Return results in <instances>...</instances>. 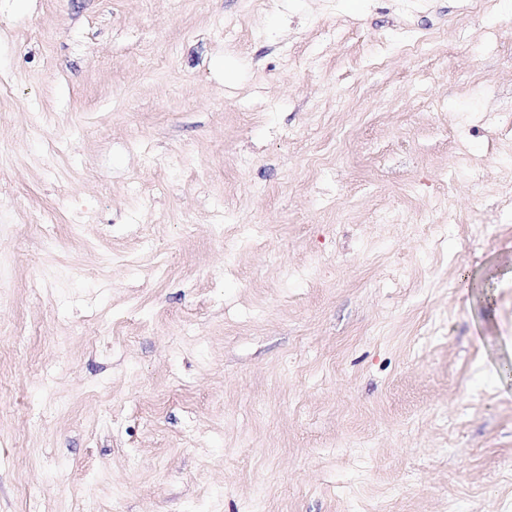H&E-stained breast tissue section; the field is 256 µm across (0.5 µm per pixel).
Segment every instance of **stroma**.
Here are the masks:
<instances>
[{
    "instance_id": "1",
    "label": "stroma",
    "mask_w": 512,
    "mask_h": 512,
    "mask_svg": "<svg viewBox=\"0 0 512 512\" xmlns=\"http://www.w3.org/2000/svg\"><path fill=\"white\" fill-rule=\"evenodd\" d=\"M259 484L512 512V0H0V512Z\"/></svg>"
}]
</instances>
